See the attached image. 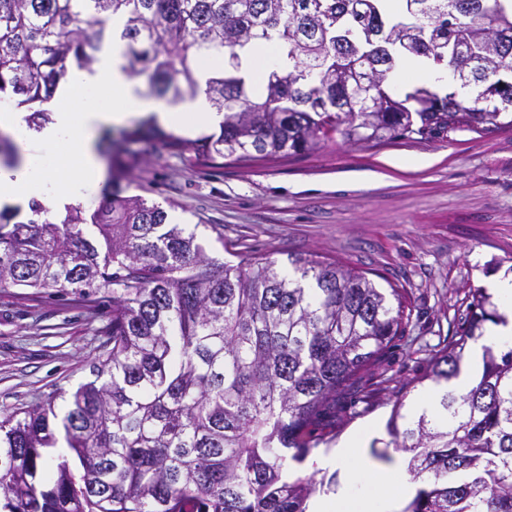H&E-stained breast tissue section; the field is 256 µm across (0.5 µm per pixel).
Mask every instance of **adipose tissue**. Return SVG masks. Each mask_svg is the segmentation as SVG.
Instances as JSON below:
<instances>
[{
  "label": "adipose tissue",
  "instance_id": "obj_1",
  "mask_svg": "<svg viewBox=\"0 0 512 512\" xmlns=\"http://www.w3.org/2000/svg\"><path fill=\"white\" fill-rule=\"evenodd\" d=\"M46 122L29 123L27 109L0 111V130L11 134L21 147L23 162L13 170L0 169V205L51 202L56 210L76 204L84 193L96 188L106 176L97 147L101 127L121 124L138 114L153 113L171 128H190L220 123L221 115L210 109L205 92L176 106H166L145 94L127 71L120 38H113L96 62L88 68L70 69L57 99L49 105ZM503 322L491 325L484 346L512 347V275L494 279ZM359 438L349 439L335 454L321 459L319 468H342L346 484L332 499L318 504L316 512H397L413 492L406 472L372 470L355 450Z\"/></svg>",
  "mask_w": 512,
  "mask_h": 512
}]
</instances>
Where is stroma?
I'll return each instance as SVG.
<instances>
[{"label": "stroma", "instance_id": "1", "mask_svg": "<svg viewBox=\"0 0 512 512\" xmlns=\"http://www.w3.org/2000/svg\"><path fill=\"white\" fill-rule=\"evenodd\" d=\"M122 186L196 232L216 262L266 254L288 270L316 253L406 289L412 323L382 362L401 380L421 373L420 344L460 326L471 291L512 272V126L374 148L337 140L273 162L192 168L155 154L128 168ZM111 314L69 296L0 290V413L50 398L65 413L93 379L104 354L98 330ZM390 412L383 402H343L337 441L365 434L360 456L379 467L370 443L385 437Z\"/></svg>", "mask_w": 512, "mask_h": 512}]
</instances>
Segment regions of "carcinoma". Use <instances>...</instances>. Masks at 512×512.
I'll use <instances>...</instances> for the list:
<instances>
[{
	"instance_id": "carcinoma-1",
	"label": "carcinoma",
	"mask_w": 512,
	"mask_h": 512,
	"mask_svg": "<svg viewBox=\"0 0 512 512\" xmlns=\"http://www.w3.org/2000/svg\"><path fill=\"white\" fill-rule=\"evenodd\" d=\"M386 0H0V101L30 121L70 65L89 67L124 19L130 73L173 103L206 81L220 132L188 139L152 118L129 137L149 154L190 165L273 161L341 137L375 147L460 126H512V0H418L420 23ZM277 40L288 65L261 91L241 67L248 46ZM425 58L453 71L442 94L417 85L399 97L389 76ZM20 155L0 132V166ZM111 164L104 203L54 213L43 202L0 208V289L112 302L99 330L105 359L71 396L63 418L48 399L0 415V512H310L336 492L314 456L331 439L347 394L367 406L398 395L374 457H408L416 485L403 512H512V348H485L465 394L436 411L402 414L410 389L459 376L469 344L499 318L481 288L452 335L424 349L404 382L375 374L411 322L400 289L316 254L282 276L275 260L218 263L193 232L140 195H121ZM63 429L68 452L48 458Z\"/></svg>"
}]
</instances>
